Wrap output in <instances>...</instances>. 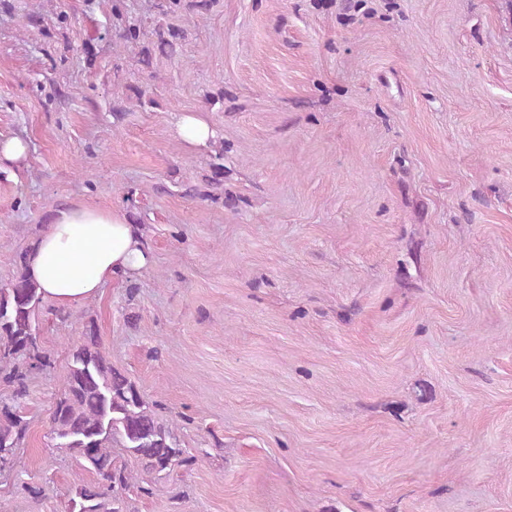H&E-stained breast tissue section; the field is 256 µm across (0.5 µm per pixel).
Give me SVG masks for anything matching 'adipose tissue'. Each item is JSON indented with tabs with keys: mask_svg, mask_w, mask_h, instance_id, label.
Listing matches in <instances>:
<instances>
[{
	"mask_svg": "<svg viewBox=\"0 0 512 512\" xmlns=\"http://www.w3.org/2000/svg\"><path fill=\"white\" fill-rule=\"evenodd\" d=\"M47 222L27 273L57 306L80 307L113 278L147 265L145 241L125 210L61 206L49 210Z\"/></svg>",
	"mask_w": 512,
	"mask_h": 512,
	"instance_id": "adipose-tissue-1",
	"label": "adipose tissue"
}]
</instances>
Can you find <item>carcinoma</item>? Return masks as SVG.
<instances>
[{"label": "carcinoma", "mask_w": 512, "mask_h": 512, "mask_svg": "<svg viewBox=\"0 0 512 512\" xmlns=\"http://www.w3.org/2000/svg\"><path fill=\"white\" fill-rule=\"evenodd\" d=\"M156 47H175L185 39L181 29L159 27ZM224 149L214 155L212 176L204 188L189 190L206 198L223 186ZM27 251L15 256L16 273L6 288H0V380L13 388V400L27 394L28 381L53 368L54 360L40 341L38 311L43 294L26 274ZM28 419L16 406L0 407V473L13 471L16 450L26 437ZM50 436L54 447L68 443L67 450L80 467L97 481L76 486L74 512H136L127 495L133 476L119 465L112 448L118 446L135 458L143 470L169 474L186 463L172 427L160 419L139 388L112 366L93 322L69 349L63 373V388L56 397Z\"/></svg>", "instance_id": "obj_1"}]
</instances>
